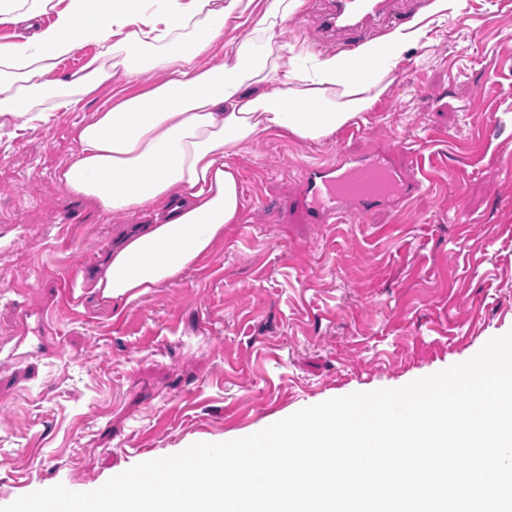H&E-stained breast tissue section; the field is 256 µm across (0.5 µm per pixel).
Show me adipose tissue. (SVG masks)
Masks as SVG:
<instances>
[{"instance_id":"1","label":"adipose tissue","mask_w":512,"mask_h":512,"mask_svg":"<svg viewBox=\"0 0 512 512\" xmlns=\"http://www.w3.org/2000/svg\"><path fill=\"white\" fill-rule=\"evenodd\" d=\"M299 0H0V25L50 23L0 42V129L48 122L115 76L164 78L121 96L77 125V152L58 183L101 213L143 212L144 228L113 248L94 292L126 306L171 283L236 223L240 177L231 155L273 131L324 138L357 119L385 91L392 65L422 34L409 23L354 56L318 61L313 73L281 71L277 26ZM245 29L222 65L200 57L225 28ZM96 52L76 71L59 65L79 48Z\"/></svg>"}]
</instances>
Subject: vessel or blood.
I'll list each match as a JSON object with an SVG mask.
<instances>
[{
	"instance_id": "vessel-or-blood-1",
	"label": "vessel or blood",
	"mask_w": 512,
	"mask_h": 512,
	"mask_svg": "<svg viewBox=\"0 0 512 512\" xmlns=\"http://www.w3.org/2000/svg\"><path fill=\"white\" fill-rule=\"evenodd\" d=\"M421 0H308L304 16L311 19L320 43H339L357 50L386 28L406 23ZM424 185L418 160L405 157L398 146L363 154L338 152L330 162L304 163L293 198L296 215L305 224H336L387 207L398 210Z\"/></svg>"
}]
</instances>
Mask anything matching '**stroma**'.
Wrapping results in <instances>:
<instances>
[{
    "label": "stroma",
    "mask_w": 512,
    "mask_h": 512,
    "mask_svg": "<svg viewBox=\"0 0 512 512\" xmlns=\"http://www.w3.org/2000/svg\"><path fill=\"white\" fill-rule=\"evenodd\" d=\"M421 23L361 135L272 133L232 155L238 222L193 270L120 311L87 291L61 302L60 277L143 218L101 214L55 174L76 154L75 125L161 73L0 131V506L52 482L93 491L192 444L404 386L512 330V0H463ZM273 44L302 67L338 52L292 19ZM393 143L429 174L405 211L298 222L301 163ZM47 308L60 311L49 332Z\"/></svg>",
    "instance_id": "obj_1"
}]
</instances>
